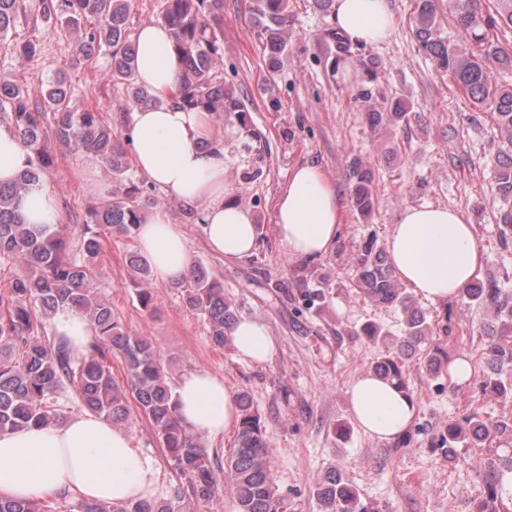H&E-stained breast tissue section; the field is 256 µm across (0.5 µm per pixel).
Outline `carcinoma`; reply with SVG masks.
Segmentation results:
<instances>
[{
  "mask_svg": "<svg viewBox=\"0 0 512 512\" xmlns=\"http://www.w3.org/2000/svg\"><path fill=\"white\" fill-rule=\"evenodd\" d=\"M23 0H0V47L29 58L38 50L32 40L15 41ZM289 0H252V11L261 29L271 61L288 47ZM221 0H164L158 23L166 26L172 47L181 63L180 99L184 107L205 109L222 118L239 111V101L224 90V77L217 65L222 58L223 32L218 9ZM415 37L436 66L453 78L473 106L491 110L497 132L512 144V86L491 79L490 67L512 70V50L493 37V31L512 30V0H496L495 13L482 14L479 0H450L449 11L456 26L469 37L466 47L444 40L437 32L433 0H414ZM130 0H57L45 7L78 33L76 52L86 57L105 51L110 60L112 84L125 87L129 104L147 105L154 99L136 80V47L128 26ZM41 101H35V98ZM0 112L9 128L31 153L29 168L9 186L0 185V265H12L20 272L11 275L0 290V430L21 426H43L65 420L57 405L61 390L76 389L87 410L122 425L132 416L130 402L153 429L175 467L190 478L192 493L199 499L220 496L229 488L238 512H282L283 502L272 469L273 451L265 437L249 396H238L240 425L237 444L216 472L196 438L181 423L169 379V369L160 351L148 338L127 333L112 306L91 287L93 265L101 250L99 234L92 227L81 236L80 255L63 256L64 228L60 224H27L20 213V201L28 187L42 180L54 163L52 144L58 143L76 155L93 154L112 173L115 200L91 212V223L131 238L140 224L144 204L136 199L141 188L129 174L125 153L112 127L95 108L69 106L64 82H40L35 87L0 83ZM53 114L54 127L47 133L44 121ZM410 112L400 99L365 113L370 127L391 128L406 123ZM496 197L500 232L512 234V153L497 158ZM352 201L363 215L374 206V175L371 168L353 161L350 170ZM135 273L143 307L151 294L146 288L152 271L138 252L128 254ZM352 283L364 299L376 307H398L404 314L402 335L391 336L378 325L365 323L359 334L373 342L390 341L393 347L372 361L374 373L409 388L406 360L431 332L416 299L400 287L388 263L386 250L374 238L358 247L352 259ZM185 306L208 326L213 343L224 345L237 319L233 303L224 297V284L202 265L192 264L189 276L176 284ZM465 304H490L496 309L499 326L487 328V358L493 373L483 385L500 393L512 391V384L500 378L512 366V292L498 282H477L460 293ZM82 311L95 336L85 355L78 357L62 342L45 343L46 324L62 307ZM122 358L126 384L112 377L111 358ZM448 448L468 438L478 445L496 434L512 433V424H487L477 413L464 424L448 425ZM512 472V454L492 459L485 479L486 498L478 512H497L500 476ZM314 493L323 512H373L363 504L355 489L336 468L327 470L316 483ZM77 512H184L173 501L90 503L77 500ZM48 505L37 500L0 498V512H47Z\"/></svg>",
  "mask_w": 512,
  "mask_h": 512,
  "instance_id": "carcinoma-1",
  "label": "carcinoma"
}]
</instances>
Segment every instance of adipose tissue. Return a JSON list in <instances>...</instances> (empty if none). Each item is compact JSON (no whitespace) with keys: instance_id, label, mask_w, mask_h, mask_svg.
I'll return each instance as SVG.
<instances>
[{"instance_id":"adipose-tissue-1","label":"adipose tissue","mask_w":512,"mask_h":512,"mask_svg":"<svg viewBox=\"0 0 512 512\" xmlns=\"http://www.w3.org/2000/svg\"><path fill=\"white\" fill-rule=\"evenodd\" d=\"M332 23L350 43L374 46L396 28L388 0H334ZM137 79L160 101L131 114L126 137L132 162L150 183L194 213L208 249L227 261L251 254L258 227L251 212L229 196L224 180V148L216 143L211 113L190 111L177 101L179 62L167 30L148 24L135 35ZM345 205L326 170L296 166L273 202L275 234L290 257L316 259L328 254L344 221ZM30 224H55L58 203L46 186H31L22 202ZM137 231L140 251L155 279L171 284L186 278L191 257L186 233L163 209L146 210ZM394 275L417 296L444 306L479 274L485 254L472 224L458 209L411 206L402 211L387 241ZM57 341L86 353L93 336L87 317L64 307L53 319ZM238 356L271 361L276 342L256 319L238 320L230 331ZM351 417L369 437L401 438L417 413L415 398L393 381L365 373L350 381ZM175 398L183 425L216 440L236 428V397L218 375H185ZM159 471L154 458L134 448L130 436L110 421L87 414L59 425L0 431V497L36 500L73 494L90 502L154 500Z\"/></svg>"}]
</instances>
